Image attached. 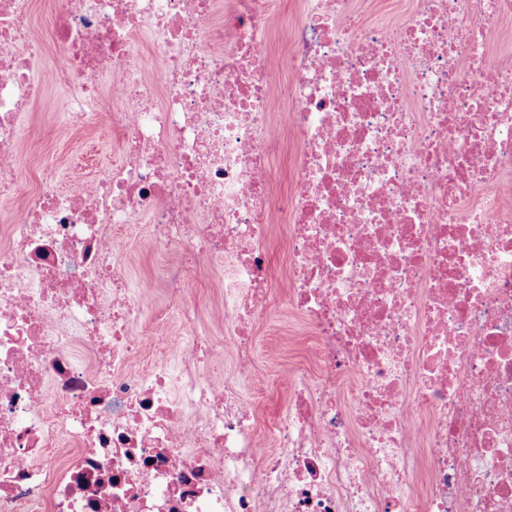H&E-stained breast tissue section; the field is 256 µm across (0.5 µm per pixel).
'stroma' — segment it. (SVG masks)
<instances>
[{"label":"stroma","instance_id":"stroma-1","mask_svg":"<svg viewBox=\"0 0 512 512\" xmlns=\"http://www.w3.org/2000/svg\"><path fill=\"white\" fill-rule=\"evenodd\" d=\"M66 92L63 87H48L42 98L27 113L23 125L20 154L22 166L37 169L44 162H53L59 177H71L75 171L76 146L64 133ZM129 283L138 286L151 277L162 279L165 262L150 247L146 226H139L135 241L127 254ZM196 293L200 299L198 328L208 333L219 347L216 372L234 384L242 397L258 405L267 417L283 412L288 403V386L280 377L289 362L311 357L312 345L297 333L288 316L259 325L255 336L254 375L241 377L232 369V339L224 333V323L216 316L224 305V274L201 270Z\"/></svg>","mask_w":512,"mask_h":512}]
</instances>
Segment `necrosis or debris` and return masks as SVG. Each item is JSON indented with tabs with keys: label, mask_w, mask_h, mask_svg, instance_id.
I'll return each mask as SVG.
<instances>
[{
	"label": "necrosis or debris",
	"mask_w": 512,
	"mask_h": 512,
	"mask_svg": "<svg viewBox=\"0 0 512 512\" xmlns=\"http://www.w3.org/2000/svg\"><path fill=\"white\" fill-rule=\"evenodd\" d=\"M286 4L61 0L44 73L33 0H0V198L19 203L0 244V512H512V52L490 47L512 0L392 19L304 0L281 49ZM46 82L118 161L67 183L24 169ZM143 220L172 259L178 373L133 367L152 342L132 329L155 284L124 269ZM205 265L232 271L239 375L279 311L315 340L267 427L204 370Z\"/></svg>",
	"instance_id": "4bbe7bcc"
}]
</instances>
